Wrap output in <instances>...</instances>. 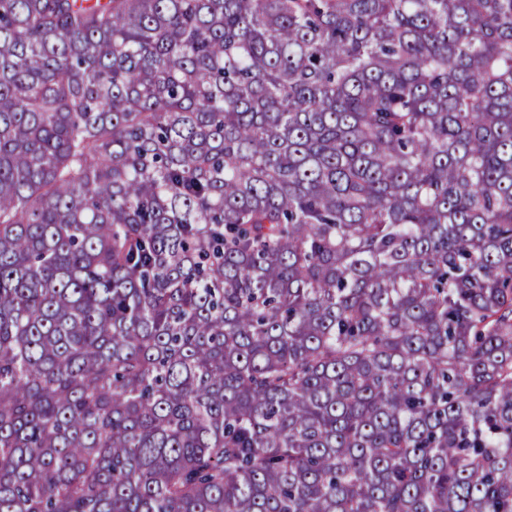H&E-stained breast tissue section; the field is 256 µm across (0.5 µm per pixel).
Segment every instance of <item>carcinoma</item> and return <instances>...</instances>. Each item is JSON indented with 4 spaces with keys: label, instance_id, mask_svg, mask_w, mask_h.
Returning a JSON list of instances; mask_svg holds the SVG:
<instances>
[{
    "label": "carcinoma",
    "instance_id": "obj_1",
    "mask_svg": "<svg viewBox=\"0 0 512 512\" xmlns=\"http://www.w3.org/2000/svg\"><path fill=\"white\" fill-rule=\"evenodd\" d=\"M0 512H512V0H0Z\"/></svg>",
    "mask_w": 512,
    "mask_h": 512
}]
</instances>
